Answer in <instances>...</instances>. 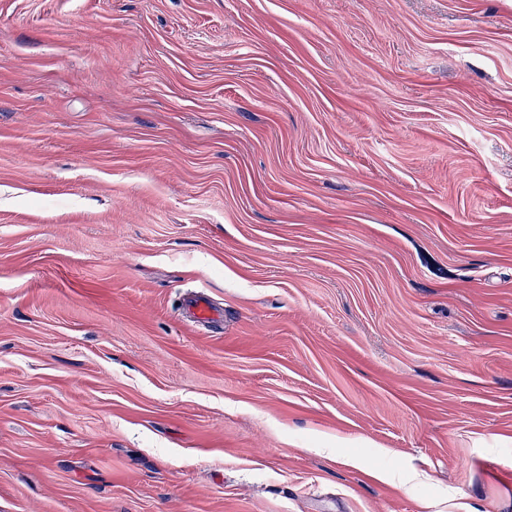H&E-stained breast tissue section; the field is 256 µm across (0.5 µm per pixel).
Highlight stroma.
Returning <instances> with one entry per match:
<instances>
[{"label": "stroma", "instance_id": "obj_1", "mask_svg": "<svg viewBox=\"0 0 512 512\" xmlns=\"http://www.w3.org/2000/svg\"><path fill=\"white\" fill-rule=\"evenodd\" d=\"M0 512H512V0H0Z\"/></svg>", "mask_w": 512, "mask_h": 512}]
</instances>
